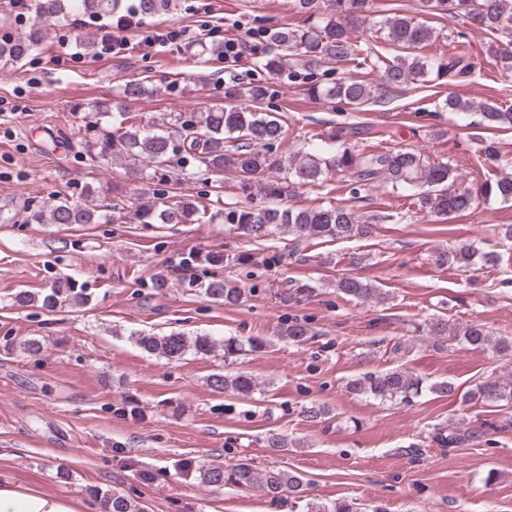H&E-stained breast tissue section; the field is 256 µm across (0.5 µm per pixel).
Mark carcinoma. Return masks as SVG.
Wrapping results in <instances>:
<instances>
[{
	"instance_id": "1",
	"label": "carcinoma",
	"mask_w": 512,
	"mask_h": 512,
	"mask_svg": "<svg viewBox=\"0 0 512 512\" xmlns=\"http://www.w3.org/2000/svg\"><path fill=\"white\" fill-rule=\"evenodd\" d=\"M332 2L334 12L330 16L307 26L264 29L265 39L274 52L261 61L260 69L279 74L288 66L290 56L302 57L307 63L320 66L349 62L353 64L355 74L340 76L327 84H312L310 92L330 102L350 106L380 103L383 97L378 95L379 87L423 83L432 73L439 78L446 75L450 80L471 76V62L464 53L457 51V47L468 39L465 31H456V39L451 41L452 51L442 52L432 59L423 58L415 51L432 40L433 29L415 17L397 14L383 22L389 41L402 50V54L389 59L370 44L361 45L353 40V31L365 23L371 13V0ZM171 6L172 0H38L36 17L60 22L72 16H83L103 21L120 14L130 23L136 18L161 14ZM419 13L460 17L464 26L472 25L485 31L489 36L487 53L499 61L503 70H512V50L502 47L496 39L498 33L512 25V0H420ZM41 38L42 31L37 26L24 38L0 45V62L19 64L38 47ZM186 54L192 59L207 57L223 62L224 42L199 40L187 48ZM373 74L380 75V84L369 81L368 76ZM149 91L145 78L129 80L122 89L124 97L133 99ZM267 94L268 88L258 81L247 89L246 96L251 102L248 107L226 104L218 108H194L189 111L187 121L182 120V111L168 112L165 121L154 128L142 124L137 116L128 112L113 111L107 100L83 104L77 111L99 116L84 126L82 148L85 157L99 163L120 160L129 165V173L133 176L143 173V166L153 167V172L145 175L147 180L154 181L153 200L136 205L118 199L111 207L102 209L74 202L66 195L53 194L42 206L30 212L28 221L32 224H110L129 219L153 228L157 224H213L222 219L230 231L257 245L270 243L286 233L292 236V249L296 251L302 242L311 239L333 242L372 235L374 225L363 219L352 206L329 203L291 208L284 205L297 187L335 176L342 181L348 176L355 178V186L349 189L353 199L358 194L356 184L383 180L394 190L420 183L427 186V190L418 194V203L431 216L443 218L473 207L474 194L468 188L457 187L459 176L451 164H431L421 154L402 147L388 146L373 153H360L349 146V139L358 134L353 126L342 124L336 127L330 151L321 150L311 139L293 159L283 158L279 148L287 129L278 115L261 109ZM443 108L450 112H478L489 127L512 126V112L503 111L495 103L475 105L450 96L444 100ZM169 163L182 170L202 168L217 176L212 181L213 193L217 196L224 189L222 176L228 173L245 198L258 193L265 199V204L213 211L205 203L206 190L173 201L170 199L171 183L163 173ZM481 195L512 201V173L487 179L481 186ZM435 263L439 267L455 265L459 268L479 264L493 270L499 257L470 242L436 250ZM189 287L227 306L238 304L243 296L242 288L222 278L206 283L192 281ZM336 292L348 301L379 304L387 300L381 289L347 273L336 280ZM90 298L91 294L76 280L60 276L52 279L41 292L20 290L12 294L11 301L19 308L37 307L52 312L63 305L84 306ZM422 332L440 347L450 342L473 349L490 348L500 354L512 353V336L493 339L477 323L456 325L437 315L424 323ZM130 336L145 352L168 361L179 360L191 350L207 354L221 349L227 362L243 352L245 344L235 337L216 340L197 336L191 339L183 332L155 336L134 331ZM314 336L312 329L301 321L288 322L280 334L282 340L292 344H303ZM207 383L219 393L230 392L244 397L260 390L259 384L245 372L231 375L216 371L208 376ZM346 388L358 397L399 404L410 403L425 390L440 395H452L456 391L446 381L427 385L403 367L354 375L347 380ZM462 402L512 408V381L489 378L465 393ZM484 435L485 428L481 426L456 428L450 433L446 428L438 427L434 439L446 448L478 441ZM198 472L201 482L214 489L226 485L256 486L270 501L288 504L291 512H296L299 503L304 502L306 482L303 476L287 469L275 466L261 469L245 458L231 466L203 464L198 467ZM98 505L101 512H144L131 496L116 489L103 493ZM305 508L306 512H385L380 506L368 511L347 499L328 503L309 501L305 502Z\"/></svg>"
}]
</instances>
